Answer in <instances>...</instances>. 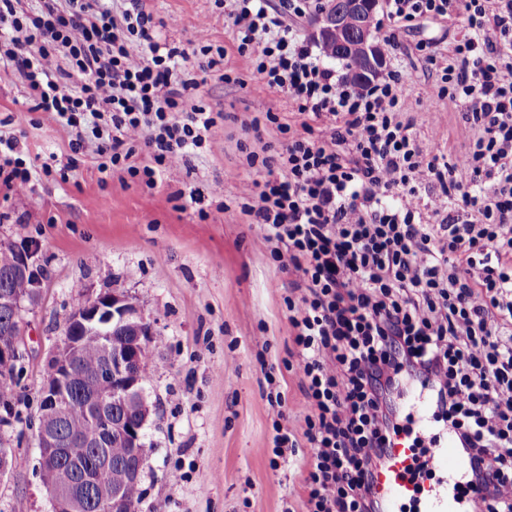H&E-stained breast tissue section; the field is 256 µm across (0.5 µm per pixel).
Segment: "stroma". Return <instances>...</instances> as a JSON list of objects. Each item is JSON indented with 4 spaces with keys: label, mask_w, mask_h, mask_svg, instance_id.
Returning <instances> with one entry per match:
<instances>
[{
    "label": "stroma",
    "mask_w": 512,
    "mask_h": 512,
    "mask_svg": "<svg viewBox=\"0 0 512 512\" xmlns=\"http://www.w3.org/2000/svg\"><path fill=\"white\" fill-rule=\"evenodd\" d=\"M146 6L165 21L164 33L177 46L192 48L203 28L213 41H229L218 0H146ZM463 33L459 19L424 22L400 32L385 53L388 66L405 76L408 115L423 148L438 142L452 156L467 146L459 134L462 114L448 99H425V86L439 72L420 46L434 42L445 53ZM226 70L228 79L211 73L202 88L204 103L228 115L213 130L208 151L169 170L151 190L132 180L100 183L87 156L60 176L70 156L68 129L28 111L17 76L0 68V119L9 120L23 159L54 166L25 191L0 194V240L35 245L44 280L38 306L24 313L30 357L17 388L20 420L0 426V439L20 443L17 469L0 481V512L51 510L30 423L45 356L81 287L127 291L161 337L145 382L155 412L144 429L138 512H303L308 449H289L279 465L270 463L276 412L266 398V371L281 382L289 428L303 425L288 335V277L238 207L251 181L246 151L275 149L282 141L271 128L254 137L242 120L258 100L275 112L292 106L254 75L249 58L231 55ZM228 171L233 179H225ZM216 182L224 185L225 210L208 201L202 217L179 210L174 192ZM178 467L188 479L175 484L169 473Z\"/></svg>",
    "instance_id": "stroma-1"
}]
</instances>
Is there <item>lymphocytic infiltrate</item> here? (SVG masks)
<instances>
[{
  "mask_svg": "<svg viewBox=\"0 0 512 512\" xmlns=\"http://www.w3.org/2000/svg\"><path fill=\"white\" fill-rule=\"evenodd\" d=\"M313 0H229V46L207 31L188 53L143 0H0V66L30 109L69 128L104 177L156 187L202 149L219 115L201 77L229 51L284 94L291 120L256 104L248 126L285 134L249 152L241 211L288 275V330L305 426L275 422L272 453L309 450L304 512H378L373 470L426 390L466 458L460 496L512 512V0H387L396 28L460 15L431 98L463 107L464 153L423 149L405 119L404 75L359 84L294 26ZM0 134V191L29 185Z\"/></svg>",
  "mask_w": 512,
  "mask_h": 512,
  "instance_id": "1",
  "label": "lymphocytic infiltrate"
}]
</instances>
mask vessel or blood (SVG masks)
Masks as SVG:
<instances>
[{"label":"vessel or blood","mask_w":512,"mask_h":512,"mask_svg":"<svg viewBox=\"0 0 512 512\" xmlns=\"http://www.w3.org/2000/svg\"><path fill=\"white\" fill-rule=\"evenodd\" d=\"M418 414L417 424L411 426L409 433L401 435L391 463L377 474L376 490L385 512H401L403 501L409 498L419 500L422 512H485L478 494H471L465 501L457 496L454 481L464 473L466 462L453 436L433 431L426 406H419ZM416 439L424 440L426 467L439 474L438 482L419 485L413 481L409 468L412 442Z\"/></svg>","instance_id":"b4317fda"}]
</instances>
